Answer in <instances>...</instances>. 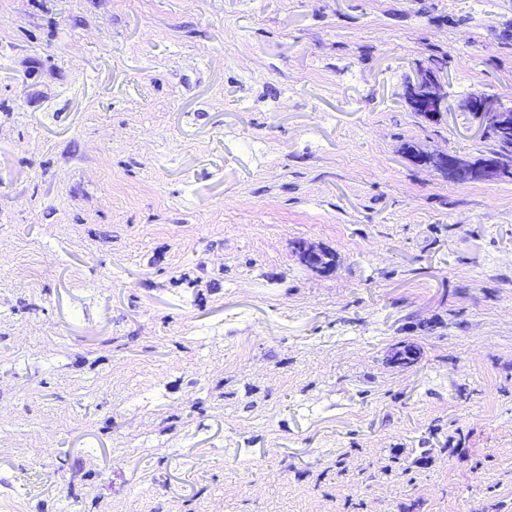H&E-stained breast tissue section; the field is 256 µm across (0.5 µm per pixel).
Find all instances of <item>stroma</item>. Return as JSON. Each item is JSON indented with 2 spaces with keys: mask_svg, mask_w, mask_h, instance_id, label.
I'll list each match as a JSON object with an SVG mask.
<instances>
[{
  "mask_svg": "<svg viewBox=\"0 0 512 512\" xmlns=\"http://www.w3.org/2000/svg\"><path fill=\"white\" fill-rule=\"evenodd\" d=\"M474 96L512 0H0V512H512ZM446 99L443 85L434 77H422L407 93V101L411 108L426 112L429 116L442 112ZM439 164L449 180L459 183L494 181L499 178L501 168L498 157H487L478 164L457 153L440 152L429 155Z\"/></svg>",
  "mask_w": 512,
  "mask_h": 512,
  "instance_id": "1",
  "label": "stroma"
}]
</instances>
